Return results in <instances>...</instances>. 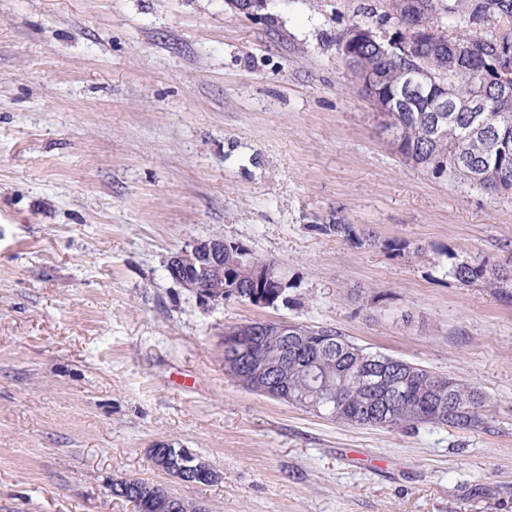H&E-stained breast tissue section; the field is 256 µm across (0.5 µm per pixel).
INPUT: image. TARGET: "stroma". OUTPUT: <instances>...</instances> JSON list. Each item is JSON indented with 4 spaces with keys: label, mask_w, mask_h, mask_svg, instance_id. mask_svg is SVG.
<instances>
[{
    "label": "stroma",
    "mask_w": 512,
    "mask_h": 512,
    "mask_svg": "<svg viewBox=\"0 0 512 512\" xmlns=\"http://www.w3.org/2000/svg\"><path fill=\"white\" fill-rule=\"evenodd\" d=\"M371 2L0 0V512H135L127 478L207 512H512V292L450 272L512 266V198L393 151L336 46L393 32ZM212 238L274 261L287 304L173 280ZM256 319L463 380L491 423L356 428L250 392L222 336ZM162 445L220 479L159 472ZM456 280L463 286L479 285L484 288H512V269L491 263L480 254L453 266Z\"/></svg>",
    "instance_id": "stroma-1"
}]
</instances>
